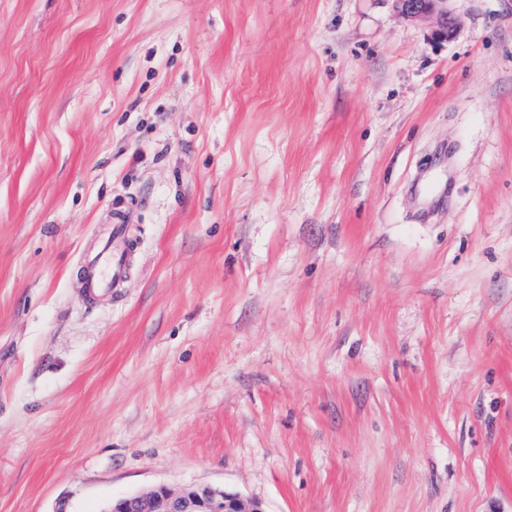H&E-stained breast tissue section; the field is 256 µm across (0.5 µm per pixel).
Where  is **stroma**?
I'll return each mask as SVG.
<instances>
[{"instance_id":"stroma-1","label":"stroma","mask_w":512,"mask_h":512,"mask_svg":"<svg viewBox=\"0 0 512 512\" xmlns=\"http://www.w3.org/2000/svg\"><path fill=\"white\" fill-rule=\"evenodd\" d=\"M448 9L0 0V512H512V0ZM397 13L408 20L434 19L432 38L447 41L457 30L458 23L448 14L447 0H393ZM112 232L97 250L85 259V288L101 294L122 287L125 276L128 239L125 224L113 222ZM100 512H264L260 502L209 486L189 485L173 491L156 485L136 495L112 501Z\"/></svg>"}]
</instances>
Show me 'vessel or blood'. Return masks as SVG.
<instances>
[{"mask_svg":"<svg viewBox=\"0 0 512 512\" xmlns=\"http://www.w3.org/2000/svg\"><path fill=\"white\" fill-rule=\"evenodd\" d=\"M128 239L123 222H114L110 235L85 260V287L92 294L121 288L126 268Z\"/></svg>","mask_w":512,"mask_h":512,"instance_id":"vessel-or-blood-1","label":"vessel or blood"}]
</instances>
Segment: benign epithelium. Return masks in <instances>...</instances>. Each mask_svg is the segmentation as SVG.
<instances>
[{"label": "benign epithelium", "instance_id": "1", "mask_svg": "<svg viewBox=\"0 0 512 512\" xmlns=\"http://www.w3.org/2000/svg\"><path fill=\"white\" fill-rule=\"evenodd\" d=\"M397 13L408 20L432 18V38L446 41L458 23L448 14V0H393ZM101 512H264L260 502L209 486L189 485L175 492L156 485L107 504Z\"/></svg>", "mask_w": 512, "mask_h": 512}]
</instances>
